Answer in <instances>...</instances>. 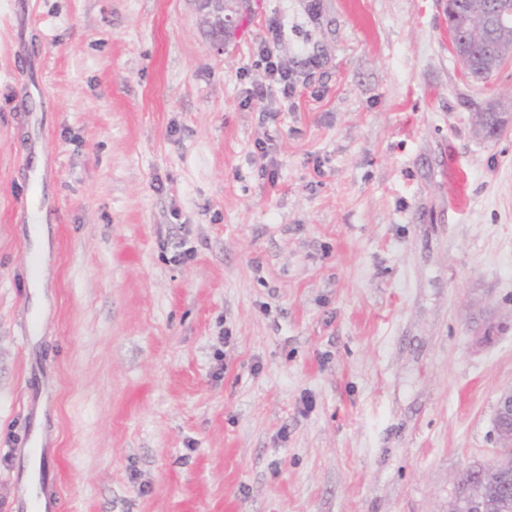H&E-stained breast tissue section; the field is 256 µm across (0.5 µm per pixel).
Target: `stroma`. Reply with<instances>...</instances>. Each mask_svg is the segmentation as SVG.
<instances>
[{
    "label": "stroma",
    "instance_id": "35a3bbf8",
    "mask_svg": "<svg viewBox=\"0 0 512 512\" xmlns=\"http://www.w3.org/2000/svg\"><path fill=\"white\" fill-rule=\"evenodd\" d=\"M491 102L442 0H0V512H448L512 385ZM200 11L203 14L205 23L210 27L219 39L220 45L222 34L231 30L240 13L249 8V0H197ZM231 4V5H229ZM281 31L277 28L272 33V40L262 48V56L265 60V68L270 75L272 82L277 86L282 98L288 100L292 98L297 91L296 77L294 72L282 66L277 57V42L280 40Z\"/></svg>",
    "mask_w": 512,
    "mask_h": 512
}]
</instances>
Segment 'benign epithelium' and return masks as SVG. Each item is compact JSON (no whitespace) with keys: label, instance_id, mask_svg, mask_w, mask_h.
Returning <instances> with one entry per match:
<instances>
[{"label":"benign epithelium","instance_id":"1","mask_svg":"<svg viewBox=\"0 0 512 512\" xmlns=\"http://www.w3.org/2000/svg\"><path fill=\"white\" fill-rule=\"evenodd\" d=\"M205 23L220 36L231 30L240 13L249 8L248 0H198ZM485 28L494 37L495 54L503 58L512 47V0H488L473 4ZM497 442L494 460L476 469L472 480L460 477L448 505V512H512V494L504 484L512 482V387L500 392L493 417Z\"/></svg>","mask_w":512,"mask_h":512}]
</instances>
